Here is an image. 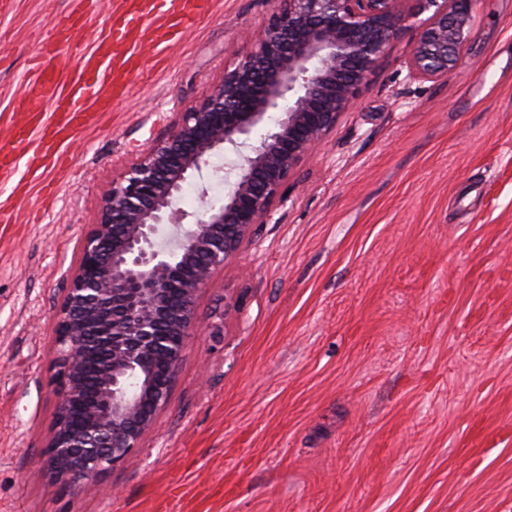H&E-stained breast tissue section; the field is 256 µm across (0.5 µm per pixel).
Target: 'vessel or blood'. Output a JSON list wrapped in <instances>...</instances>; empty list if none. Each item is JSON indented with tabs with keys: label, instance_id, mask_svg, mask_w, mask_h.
<instances>
[{
	"label": "vessel or blood",
	"instance_id": "obj_1",
	"mask_svg": "<svg viewBox=\"0 0 512 512\" xmlns=\"http://www.w3.org/2000/svg\"><path fill=\"white\" fill-rule=\"evenodd\" d=\"M102 5L71 0L68 13L56 19L52 39L13 100L9 130L16 149L0 156L1 179L32 181L44 162L63 158L70 142L96 128L123 97L120 73L160 60L196 26L203 9L202 0H117L114 22L96 33L93 46L74 42V30L87 27ZM63 49L79 64L69 82L51 65Z\"/></svg>",
	"mask_w": 512,
	"mask_h": 512
}]
</instances>
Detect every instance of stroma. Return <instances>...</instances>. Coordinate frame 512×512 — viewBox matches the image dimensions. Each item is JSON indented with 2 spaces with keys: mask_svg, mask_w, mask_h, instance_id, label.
<instances>
[{
  "mask_svg": "<svg viewBox=\"0 0 512 512\" xmlns=\"http://www.w3.org/2000/svg\"><path fill=\"white\" fill-rule=\"evenodd\" d=\"M275 0H211L0 223V512H512V0H476L458 70L393 40L284 200L197 297L154 428L91 485L43 465L53 315L114 176L255 47ZM67 0L0 15V153ZM212 154L178 206H220Z\"/></svg>",
  "mask_w": 512,
  "mask_h": 512,
  "instance_id": "35a3bbf8",
  "label": "stroma"
}]
</instances>
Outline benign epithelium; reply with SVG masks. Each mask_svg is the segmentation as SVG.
<instances>
[{
	"instance_id": "obj_1",
	"label": "benign epithelium",
	"mask_w": 512,
	"mask_h": 512,
	"mask_svg": "<svg viewBox=\"0 0 512 512\" xmlns=\"http://www.w3.org/2000/svg\"><path fill=\"white\" fill-rule=\"evenodd\" d=\"M402 0H278L254 50L179 114L171 135L112 178L53 317L57 402L44 467L83 487L120 464L155 424L196 326L198 293L234 254L299 163L336 126L390 43ZM476 0H417L408 77L455 69ZM280 111L262 131L268 113ZM219 150L239 157L219 207H177ZM170 227L167 245L158 226Z\"/></svg>"
}]
</instances>
